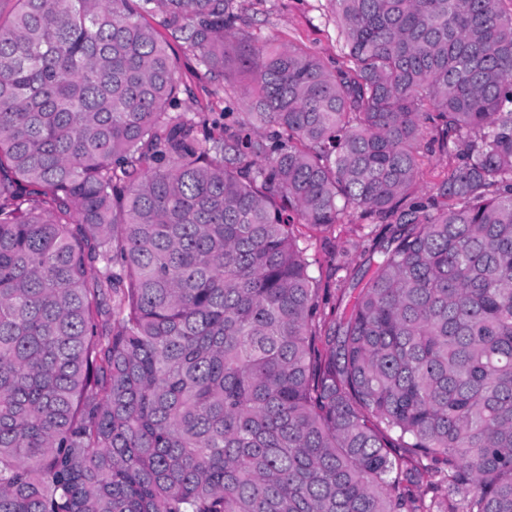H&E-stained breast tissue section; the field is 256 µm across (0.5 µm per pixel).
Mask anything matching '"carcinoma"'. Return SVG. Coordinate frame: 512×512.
<instances>
[{"mask_svg":"<svg viewBox=\"0 0 512 512\" xmlns=\"http://www.w3.org/2000/svg\"><path fill=\"white\" fill-rule=\"evenodd\" d=\"M330 2L335 67L235 0L0 12V512H512V6ZM353 211L338 318L296 227ZM169 52L175 54L181 59V76L184 83L192 89V99H187L184 95L185 102L181 104L178 111H186L190 116L193 112H209V116L224 122V107L228 105L225 101L224 92L214 93L213 87L209 84L201 82L197 77L196 62L192 56L184 55L180 46L169 40ZM458 163L459 160L455 156L439 154L438 152L430 154L422 151L418 175L422 194L436 196L438 185L448 175V167Z\"/></svg>","mask_w":512,"mask_h":512,"instance_id":"carcinoma-1","label":"carcinoma"}]
</instances>
